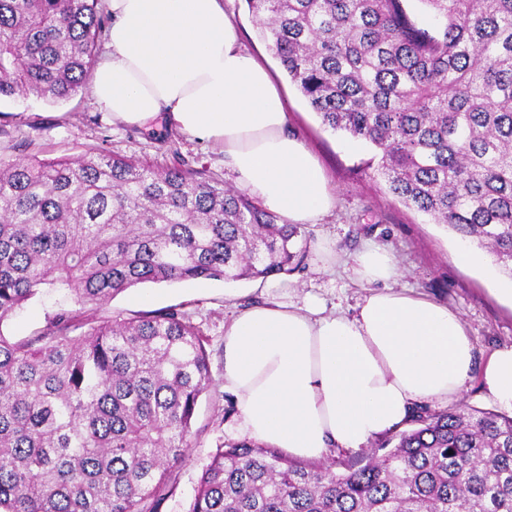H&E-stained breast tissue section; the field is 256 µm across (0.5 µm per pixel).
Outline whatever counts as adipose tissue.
Listing matches in <instances>:
<instances>
[{
	"label": "adipose tissue",
	"mask_w": 512,
	"mask_h": 512,
	"mask_svg": "<svg viewBox=\"0 0 512 512\" xmlns=\"http://www.w3.org/2000/svg\"><path fill=\"white\" fill-rule=\"evenodd\" d=\"M112 25L90 87L114 121L167 119L223 146L238 184L292 224L334 208L326 173L287 132V101L266 65L246 51L224 0H108ZM369 289L355 311L269 300L224 328V388L239 429L301 460L356 451L405 424L419 404H452L471 377L512 410V344L477 358L461 315L393 288V256L356 258Z\"/></svg>",
	"instance_id": "ef3b65f1"
}]
</instances>
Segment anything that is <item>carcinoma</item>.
<instances>
[{
  "label": "carcinoma",
  "mask_w": 512,
  "mask_h": 512,
  "mask_svg": "<svg viewBox=\"0 0 512 512\" xmlns=\"http://www.w3.org/2000/svg\"><path fill=\"white\" fill-rule=\"evenodd\" d=\"M100 0H0V98L67 100ZM247 0L322 124L374 147L402 203L512 278V0ZM304 225L202 171L103 151L0 161V512H158L209 387L207 339L176 308L80 318L145 283L296 269ZM45 290L72 309L1 330ZM362 465L249 440L202 469L187 512H512V416L421 408Z\"/></svg>",
  "instance_id": "carcinoma-1"
}]
</instances>
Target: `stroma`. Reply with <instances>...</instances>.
Wrapping results in <instances>:
<instances>
[{
    "label": "stroma",
    "mask_w": 512,
    "mask_h": 512,
    "mask_svg": "<svg viewBox=\"0 0 512 512\" xmlns=\"http://www.w3.org/2000/svg\"><path fill=\"white\" fill-rule=\"evenodd\" d=\"M230 9L242 46L266 62L288 101L289 133L305 142L330 176L336 207L320 223L307 226L306 257L293 273L264 281L147 283L93 312L99 322L177 308L208 338L210 386L199 399L191 447L172 471L171 490L159 512H185L210 454L242 438L235 398L224 388L225 323L273 298L353 311L366 292L355 273V257L366 246H382L395 257L401 270L397 287L456 309L478 353L512 344V278L501 272L494 256L482 254L475 266L459 264V238L388 191L370 144L323 126L261 38L245 0H232ZM92 149L159 167L183 161L228 185L236 183L222 146L198 141L166 122L152 128L113 122L96 108L88 88L64 101L25 94L0 99V159L76 158ZM136 293L150 296V303L134 302ZM67 306L60 294L42 293L0 331L15 340L30 338L45 329L49 316Z\"/></svg>",
    "instance_id": "1"
}]
</instances>
